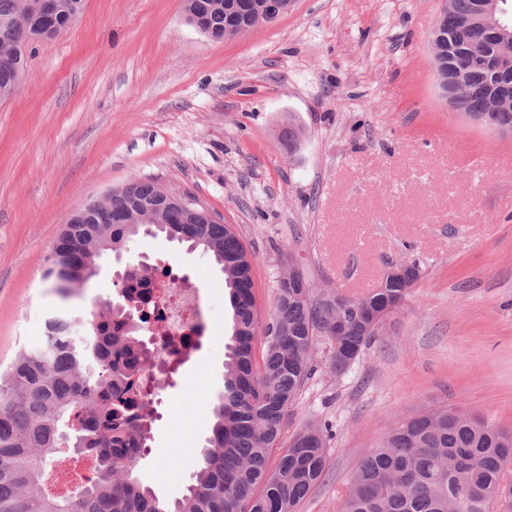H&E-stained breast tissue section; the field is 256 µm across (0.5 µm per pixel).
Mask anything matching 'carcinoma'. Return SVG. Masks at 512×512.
<instances>
[{"instance_id": "cac0c4a2", "label": "carcinoma", "mask_w": 512, "mask_h": 512, "mask_svg": "<svg viewBox=\"0 0 512 512\" xmlns=\"http://www.w3.org/2000/svg\"><path fill=\"white\" fill-rule=\"evenodd\" d=\"M186 11L212 14L214 37L224 35L221 0H182ZM33 0H0V22L18 21L37 33ZM83 0H59L64 27L80 14ZM27 57L0 68V100L15 95L26 75ZM468 86L464 111L486 115L485 128L512 126V103L497 98L512 72L498 65V48L487 42L476 68L464 65ZM153 181L128 182L124 196L102 203L82 224H66L49 260L45 279L61 298L98 274L110 253L120 265L124 298L94 304L83 318L86 335L44 339L24 348L0 375V512H299L320 483L328 462L327 427L310 424L282 447L288 410L313 372L318 340H335L336 321L349 334L343 344L358 356L373 337V318L404 302L411 289L387 282L336 314L328 298L281 272L273 310L262 317L253 282L255 254L230 224H172L165 214L128 218L139 201L156 198ZM163 236L198 247L224 274L233 310V332L225 345L224 391L212 409L215 422L206 440L194 484L173 501L159 498L134 474L153 422L144 365L145 339L160 319L153 307H129L131 281L139 284L166 268L123 262L139 235ZM263 339L262 363L254 345ZM71 448L95 460L96 475L62 493L42 485L44 468ZM512 432L485 418L435 408L397 426L360 461L343 499L342 512H512Z\"/></svg>"}]
</instances>
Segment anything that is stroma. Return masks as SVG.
I'll return each mask as SVG.
<instances>
[{
    "mask_svg": "<svg viewBox=\"0 0 512 512\" xmlns=\"http://www.w3.org/2000/svg\"><path fill=\"white\" fill-rule=\"evenodd\" d=\"M442 0H290L272 24L214 40L181 0H85L37 43L0 101V371L62 303L42 279L70 213L155 178L196 196L256 256L274 305L295 261L314 295L367 293L419 259L411 296L342 374L318 341L283 434L328 424V464L299 512H341L362 456L437 406L512 430V137L436 97L429 36ZM303 147L288 155V121ZM130 255L198 277L211 323L159 394L135 473L166 500L192 482L224 383L232 309L202 251L140 237Z\"/></svg>",
    "mask_w": 512,
    "mask_h": 512,
    "instance_id": "stroma-1",
    "label": "stroma"
}]
</instances>
